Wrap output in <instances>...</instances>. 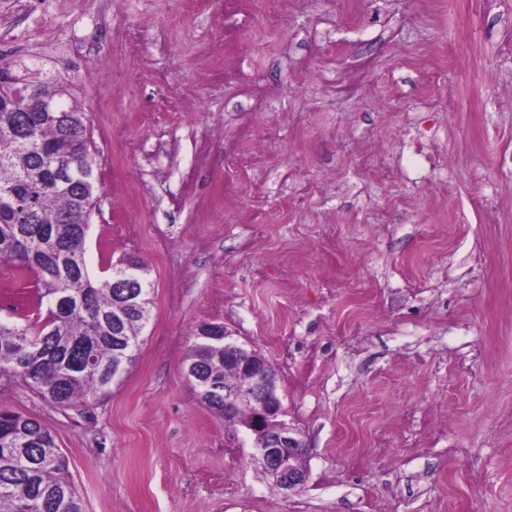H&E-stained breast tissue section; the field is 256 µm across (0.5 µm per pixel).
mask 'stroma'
<instances>
[{"mask_svg": "<svg viewBox=\"0 0 512 512\" xmlns=\"http://www.w3.org/2000/svg\"><path fill=\"white\" fill-rule=\"evenodd\" d=\"M416 8L0 0V58L67 76L86 111L90 274L136 257L156 288L108 397L0 396L51 430L84 512H512V0L475 40L471 0ZM357 61L368 91L338 93ZM35 296L0 263V318L42 321ZM208 322L276 372L299 492L188 382Z\"/></svg>", "mask_w": 512, "mask_h": 512, "instance_id": "1", "label": "stroma"}]
</instances>
